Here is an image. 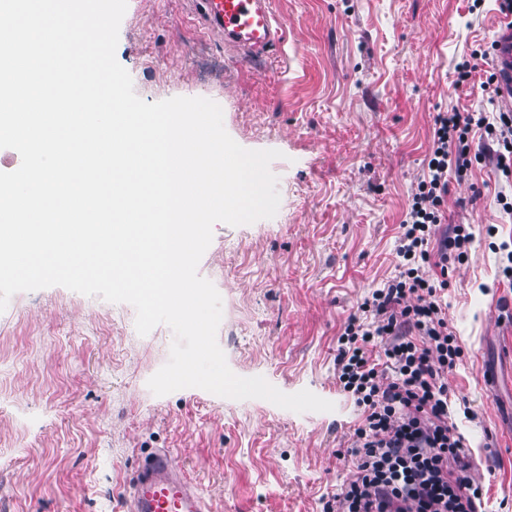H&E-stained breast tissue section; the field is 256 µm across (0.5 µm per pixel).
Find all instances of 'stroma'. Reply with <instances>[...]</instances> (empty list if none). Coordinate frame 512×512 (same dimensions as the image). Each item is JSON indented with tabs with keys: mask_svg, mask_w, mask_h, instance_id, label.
Here are the masks:
<instances>
[{
	"mask_svg": "<svg viewBox=\"0 0 512 512\" xmlns=\"http://www.w3.org/2000/svg\"><path fill=\"white\" fill-rule=\"evenodd\" d=\"M284 44L249 67L197 0H127L116 48L147 102L218 103L248 150H277L275 217L215 224L198 265L222 297L217 342L238 376L307 389L331 412L199 388L158 396L149 378L173 333L135 328L126 303L62 286L15 294L0 313V512H117L127 480L170 449L212 512H321L352 479L344 452L361 412L340 391L338 338L349 316L397 273L399 225L422 180L436 113L483 105L495 0H273ZM474 59L466 88L456 67ZM448 174L442 210L469 224L465 263L448 267V323L463 353L448 372L489 512H512V287L501 243L512 183L485 159ZM495 226L496 235L486 233Z\"/></svg>",
	"mask_w": 512,
	"mask_h": 512,
	"instance_id": "35a3bbf8",
	"label": "stroma"
}]
</instances>
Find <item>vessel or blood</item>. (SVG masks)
I'll return each instance as SVG.
<instances>
[{
	"instance_id": "b4317fda",
	"label": "vessel or blood",
	"mask_w": 512,
	"mask_h": 512,
	"mask_svg": "<svg viewBox=\"0 0 512 512\" xmlns=\"http://www.w3.org/2000/svg\"><path fill=\"white\" fill-rule=\"evenodd\" d=\"M205 27L223 32L227 45L239 50L242 63L263 61L280 42L282 25L270 0H201ZM492 68L500 96L512 108V22L493 43ZM119 512H209L197 486L181 472L169 451L155 452L129 479Z\"/></svg>"
}]
</instances>
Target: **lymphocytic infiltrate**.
<instances>
[{
    "mask_svg": "<svg viewBox=\"0 0 512 512\" xmlns=\"http://www.w3.org/2000/svg\"><path fill=\"white\" fill-rule=\"evenodd\" d=\"M476 130L491 142L498 170L512 176L511 112L437 113L427 173L400 224L398 273L364 299L338 339L339 387L361 418L346 450L354 477L323 512H482L465 438L450 419L445 377L462 348L448 326V282L431 273L466 261L473 243L469 225L438 226L448 172L472 167Z\"/></svg>",
    "mask_w": 512,
    "mask_h": 512,
    "instance_id": "1",
    "label": "lymphocytic infiltrate"
}]
</instances>
